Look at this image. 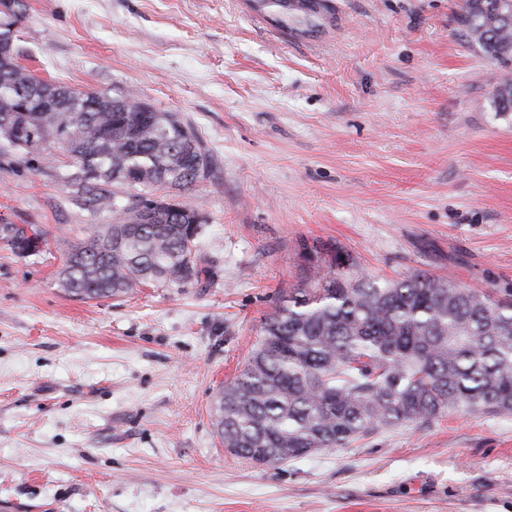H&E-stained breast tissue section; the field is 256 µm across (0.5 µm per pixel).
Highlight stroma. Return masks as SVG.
<instances>
[{
  "label": "stroma",
  "mask_w": 512,
  "mask_h": 512,
  "mask_svg": "<svg viewBox=\"0 0 512 512\" xmlns=\"http://www.w3.org/2000/svg\"><path fill=\"white\" fill-rule=\"evenodd\" d=\"M298 22L249 0H25L18 62L134 92L190 125L213 176L175 192L209 282L82 300L64 243L94 224L57 164L0 157V502L13 512H512V417L460 411L277 465L228 452L216 394L284 284L332 250L359 274L512 288V68L468 42L463 0H321ZM44 238L45 233L34 224L0 223V242L16 255H23L24 246L33 240L39 241L37 247L41 248V243L47 242Z\"/></svg>",
  "instance_id": "stroma-1"
}]
</instances>
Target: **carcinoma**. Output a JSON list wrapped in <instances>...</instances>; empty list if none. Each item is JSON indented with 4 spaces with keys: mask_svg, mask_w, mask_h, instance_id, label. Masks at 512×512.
<instances>
[{
    "mask_svg": "<svg viewBox=\"0 0 512 512\" xmlns=\"http://www.w3.org/2000/svg\"><path fill=\"white\" fill-rule=\"evenodd\" d=\"M497 0H464L466 37L494 66L512 61V21ZM24 0L0 17V35L17 40ZM132 93L109 96L41 80L0 57V125L17 162L52 163L30 145L68 133L62 175L70 200L91 216L112 213L82 242L68 246L61 286L84 300L131 295L160 282L175 288L201 279L193 251L196 210L141 209L166 189L190 188L210 160L195 132L173 112H136ZM494 108L512 112V82L496 86ZM45 233L33 224L0 223V242L19 255ZM512 416V292L504 297L416 272L377 281L344 270H313L304 288L285 286L245 365L216 396L214 426L224 447L256 464H278L320 448L344 447L379 429L430 422L457 410Z\"/></svg>",
    "mask_w": 512,
    "mask_h": 512,
    "instance_id": "cac0c4a2",
    "label": "carcinoma"
}]
</instances>
